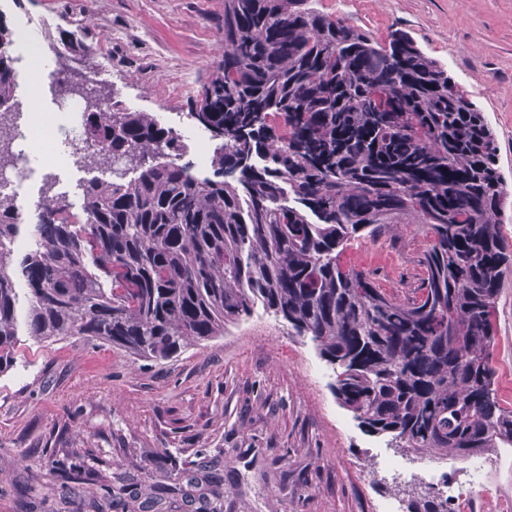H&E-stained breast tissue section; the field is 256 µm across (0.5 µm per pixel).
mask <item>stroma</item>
<instances>
[{
	"mask_svg": "<svg viewBox=\"0 0 512 512\" xmlns=\"http://www.w3.org/2000/svg\"><path fill=\"white\" fill-rule=\"evenodd\" d=\"M385 41L405 32L448 72L484 112L498 166L512 187V0H309ZM11 30L44 23L40 43L50 67L69 70L60 44L84 43L82 83L165 128L178 126L224 52V0H0ZM19 86L41 90L45 111L57 109L48 78L25 45L12 46ZM188 84L171 91L174 73ZM379 248L352 240L342 261L387 292L417 288L427 243L422 227L381 228ZM489 356L496 396L512 409V273L502 282ZM334 372L315 345L289 333L263 307L223 336L163 362L136 361L78 338L21 341L15 366L0 374V512H123L110 492L119 484L148 496L169 494L167 512H197L204 486L188 475L216 474L224 495L218 512H381L395 501L412 512L413 493L377 473L383 456L408 461L413 479L433 468L448 486L450 512H497L512 500V450L485 453L484 483L464 470L389 444L358 425L339 405ZM95 455L86 481L62 494L58 469Z\"/></svg>",
	"mask_w": 512,
	"mask_h": 512,
	"instance_id": "35a3bbf8",
	"label": "stroma"
}]
</instances>
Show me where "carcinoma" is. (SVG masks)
<instances>
[{"instance_id": "carcinoma-1", "label": "carcinoma", "mask_w": 512, "mask_h": 512, "mask_svg": "<svg viewBox=\"0 0 512 512\" xmlns=\"http://www.w3.org/2000/svg\"><path fill=\"white\" fill-rule=\"evenodd\" d=\"M13 43L0 22V107L15 98ZM191 116L220 141L211 177L177 163L179 135L149 113L88 101L83 136L106 147L112 179L80 186L78 216L45 197L21 255L0 205V373L21 327L35 344L78 336L159 362L260 303L316 345L365 432L439 457L511 448L489 353L512 190L448 73L401 31L383 45L308 0H224V54ZM387 224L429 236L407 299L340 262ZM130 499L164 512L160 496ZM415 512L450 510L427 492Z\"/></svg>"}]
</instances>
